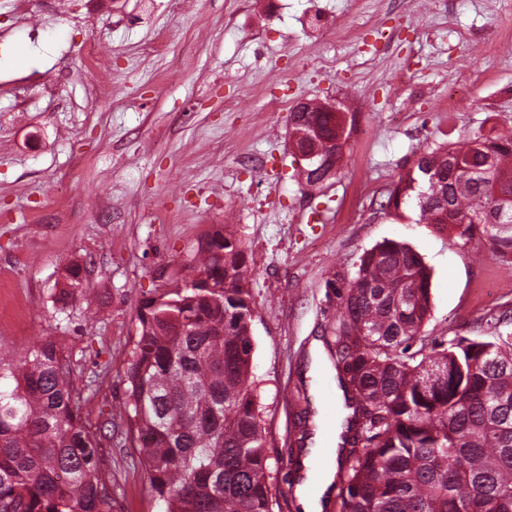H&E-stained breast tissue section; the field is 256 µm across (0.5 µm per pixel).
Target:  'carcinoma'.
Segmentation results:
<instances>
[{
	"instance_id": "cac0c4a2",
	"label": "carcinoma",
	"mask_w": 512,
	"mask_h": 512,
	"mask_svg": "<svg viewBox=\"0 0 512 512\" xmlns=\"http://www.w3.org/2000/svg\"><path fill=\"white\" fill-rule=\"evenodd\" d=\"M320 139L346 130L344 112H292ZM458 238H487L512 258V135L477 132L422 154L390 191L395 215ZM247 255L218 228L191 275L138 315L126 370L131 428L166 512H274L271 468L250 382L253 308ZM67 289L82 267L66 270ZM431 275L409 245L366 250L335 274L331 333L345 420L336 485L340 512H512V334L455 337L425 352ZM70 363L54 341L0 352V512H112L98 442L80 413Z\"/></svg>"
}]
</instances>
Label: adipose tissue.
Wrapping results in <instances>:
<instances>
[{"mask_svg":"<svg viewBox=\"0 0 512 512\" xmlns=\"http://www.w3.org/2000/svg\"><path fill=\"white\" fill-rule=\"evenodd\" d=\"M346 408H339L332 437H325L323 430H316L309 453L303 461L306 474L296 486V495L302 512H322L324 497L331 489L336 475L335 461L340 448L342 420L348 416Z\"/></svg>","mask_w":512,"mask_h":512,"instance_id":"adipose-tissue-1","label":"adipose tissue"}]
</instances>
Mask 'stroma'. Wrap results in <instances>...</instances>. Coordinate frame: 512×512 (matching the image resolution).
<instances>
[{
  "label": "stroma",
  "mask_w": 512,
  "mask_h": 512,
  "mask_svg": "<svg viewBox=\"0 0 512 512\" xmlns=\"http://www.w3.org/2000/svg\"><path fill=\"white\" fill-rule=\"evenodd\" d=\"M0 0V351L64 347L99 443L113 512H165L126 421L138 312L187 274L215 226L242 242L254 315L250 378L275 512L333 386L307 375L333 344L335 273L408 244L431 271L427 342L512 330V262L382 208L421 154L512 134V0ZM107 48L91 64L93 48ZM355 114L323 191L296 177L298 99ZM83 268L68 304L66 269Z\"/></svg>",
  "instance_id": "1"
}]
</instances>
